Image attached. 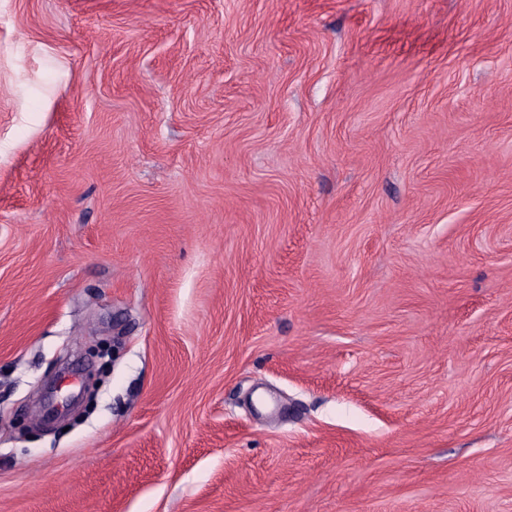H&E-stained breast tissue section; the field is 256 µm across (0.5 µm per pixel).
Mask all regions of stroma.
I'll use <instances>...</instances> for the list:
<instances>
[{
	"instance_id": "1",
	"label": "stroma",
	"mask_w": 512,
	"mask_h": 512,
	"mask_svg": "<svg viewBox=\"0 0 512 512\" xmlns=\"http://www.w3.org/2000/svg\"><path fill=\"white\" fill-rule=\"evenodd\" d=\"M0 512H512V0H0Z\"/></svg>"
}]
</instances>
